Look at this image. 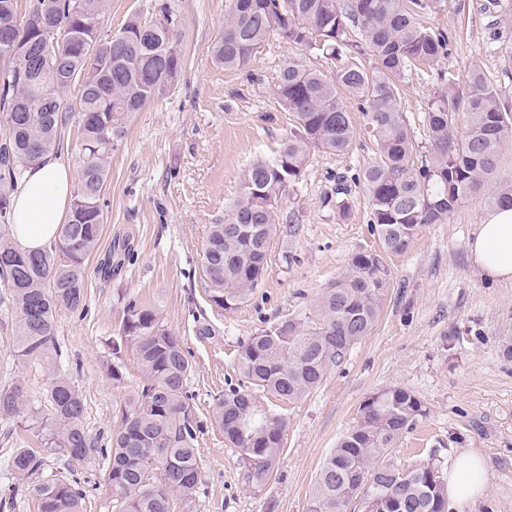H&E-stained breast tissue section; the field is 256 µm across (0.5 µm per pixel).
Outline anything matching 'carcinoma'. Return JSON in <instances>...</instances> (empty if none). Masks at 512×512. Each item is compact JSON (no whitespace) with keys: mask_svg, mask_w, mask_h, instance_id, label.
<instances>
[{"mask_svg":"<svg viewBox=\"0 0 512 512\" xmlns=\"http://www.w3.org/2000/svg\"><path fill=\"white\" fill-rule=\"evenodd\" d=\"M440 0H230L224 36L212 47L215 63L246 65L272 34L339 62L332 75L294 59L280 70L273 95L291 112L297 131L272 159H257L243 174L240 194L224 220L208 226L202 267L210 302L236 308L267 268L278 201L301 176L310 149L344 153L354 136L348 100L357 101L377 147L374 163L357 176L371 204L384 249L405 251L424 224L447 221L468 196L487 195L492 207H512V180L497 173L512 138V103L480 66L467 89L438 73L442 91L429 106L425 150L412 139L401 109L399 81L420 65L448 57L447 32L419 16ZM106 0H0V286L14 317L19 355L47 359L56 349V313H86L87 259L98 250L105 213L102 196L112 153L135 113L175 81L181 55L166 8L132 14L118 38L99 36ZM360 41L346 56L348 28ZM370 60L366 66L361 59ZM79 85V170L71 211L58 236L33 254L12 239L11 195L27 168L61 150L68 117L61 94ZM390 272L372 253L355 254L345 273L317 299L311 315L288 319L251 336L237 367L251 388H230L212 407L224 441L247 463V480L261 489L277 469L288 426L254 390L293 403L314 390L332 365L375 325L390 287ZM131 349L145 383L126 402L121 426L102 448L84 431L83 394L71 379L52 374L50 413L28 407L18 384L0 385V421L18 419L39 440L10 461L15 478L33 477L38 512H84L73 470L43 476L45 456L72 463L106 457L105 481L118 512H174L202 480L200 424L186 382L191 364L180 340L157 312L128 300L112 350ZM424 404L403 387L367 398L358 420L324 460L311 492V512H448L447 487L434 466L400 469L388 461L403 434L425 417Z\"/></svg>","mask_w":512,"mask_h":512,"instance_id":"cac0c4a2","label":"carcinoma"}]
</instances>
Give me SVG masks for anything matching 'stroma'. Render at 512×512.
<instances>
[{
  "instance_id": "35a3bbf8",
  "label": "stroma",
  "mask_w": 512,
  "mask_h": 512,
  "mask_svg": "<svg viewBox=\"0 0 512 512\" xmlns=\"http://www.w3.org/2000/svg\"><path fill=\"white\" fill-rule=\"evenodd\" d=\"M486 2L441 0L423 22L450 37L440 70L463 86L479 63L510 100L512 63L502 53L512 47V10L490 14ZM163 4L175 22L182 68L163 95L136 113L112 155L106 223L99 251L87 261L86 315L63 308L56 318V366L83 394L89 438L106 444L121 425L120 408L143 384L134 353L112 352L131 298L157 311L192 365L187 389L201 425L203 478L186 512H309L331 449L356 424L363 402L394 386L418 397L427 415L404 433L390 462L404 469L433 463L446 472L460 453L477 452L486 489L453 512H512V281L485 279L471 259L470 244L489 211L484 196L464 200L444 223L422 225L404 252L384 251L357 179L373 163L376 146L361 111L352 109L358 134L346 153L310 150L302 175L280 199L261 283L236 308L214 307L201 263L208 226L238 197L252 161L274 156L292 128L273 96L279 72L291 58L328 74L334 66L275 35L246 66L215 65L211 48L229 0H107L102 36L117 32L133 12ZM440 90L428 70L409 72L400 84L419 144L428 142V107ZM118 238L131 243L134 257L108 279L99 263ZM360 252L381 254L391 274L378 320L319 387L293 403L270 402L288 420L285 449L266 486L252 488L244 460L211 423L214 400L244 381L236 367L241 343L274 323L310 315ZM12 323L9 306L0 303V384H20L29 406L47 410V364L16 357ZM115 366L118 382L110 375ZM36 442L20 425L0 422V512H37L31 487H16L6 468L10 454ZM68 467L86 492L87 512H113L105 460L72 466L52 455L45 470Z\"/></svg>"
}]
</instances>
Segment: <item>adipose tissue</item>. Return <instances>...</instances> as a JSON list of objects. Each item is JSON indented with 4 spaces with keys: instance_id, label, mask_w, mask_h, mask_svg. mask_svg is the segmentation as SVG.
Listing matches in <instances>:
<instances>
[{
    "instance_id": "obj_1",
    "label": "adipose tissue",
    "mask_w": 512,
    "mask_h": 512,
    "mask_svg": "<svg viewBox=\"0 0 512 512\" xmlns=\"http://www.w3.org/2000/svg\"><path fill=\"white\" fill-rule=\"evenodd\" d=\"M74 177L58 157L47 155L31 165L13 199L12 234L24 251L42 250L52 242L71 210ZM475 265L491 279H512V207L492 209L470 245ZM486 483L482 458L464 452L446 481L450 501L476 498Z\"/></svg>"
}]
</instances>
